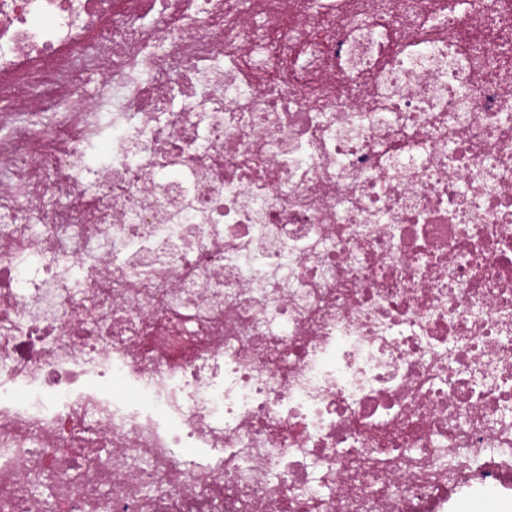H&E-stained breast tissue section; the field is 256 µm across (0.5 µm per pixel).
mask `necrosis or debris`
<instances>
[{"mask_svg": "<svg viewBox=\"0 0 512 512\" xmlns=\"http://www.w3.org/2000/svg\"><path fill=\"white\" fill-rule=\"evenodd\" d=\"M511 484V6L0 0V512Z\"/></svg>", "mask_w": 512, "mask_h": 512, "instance_id": "obj_1", "label": "necrosis or debris"}]
</instances>
